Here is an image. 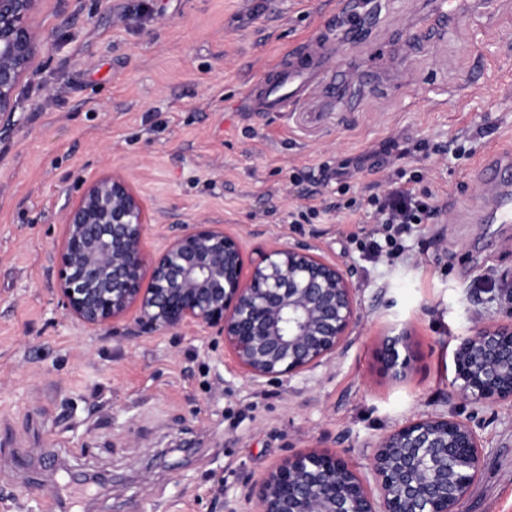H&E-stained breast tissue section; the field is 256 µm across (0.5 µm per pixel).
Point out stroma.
<instances>
[{"instance_id": "stroma-1", "label": "stroma", "mask_w": 512, "mask_h": 512, "mask_svg": "<svg viewBox=\"0 0 512 512\" xmlns=\"http://www.w3.org/2000/svg\"><path fill=\"white\" fill-rule=\"evenodd\" d=\"M440 0H43L42 45L0 133V512H219L289 455L336 452L368 474L383 437L427 414L475 425L484 448L459 512H512V402L458 399L453 352L479 318L512 323V223L480 224L476 163L512 148V0H464L414 44ZM328 70L377 72L354 101L315 90L300 112H253L251 89L308 42L343 39ZM54 90L45 97L44 87ZM390 155H379L384 142ZM126 170L161 247L197 216L222 221L245 264L302 244L347 273L360 319L332 362L257 386L198 333H104L64 319L53 247L91 178ZM319 192L308 198L312 180ZM394 181L459 212L395 246L351 224ZM318 209L310 223L293 218ZM418 359L385 377L382 338ZM56 484L52 496L33 484Z\"/></svg>"}]
</instances>
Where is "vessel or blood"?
Listing matches in <instances>:
<instances>
[{"instance_id":"1","label":"vessel or blood","mask_w":512,"mask_h":512,"mask_svg":"<svg viewBox=\"0 0 512 512\" xmlns=\"http://www.w3.org/2000/svg\"><path fill=\"white\" fill-rule=\"evenodd\" d=\"M327 78L326 70H313L303 60L302 53H292L287 63L281 64L272 78L261 82L253 91L248 104L256 112H288L306 104L311 94ZM512 170V152H499L480 165L476 171L480 180L500 171ZM479 219L487 224L512 222V184H497L491 196L479 211Z\"/></svg>"}]
</instances>
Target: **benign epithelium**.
<instances>
[{"instance_id":"1","label":"benign epithelium","mask_w":512,"mask_h":512,"mask_svg":"<svg viewBox=\"0 0 512 512\" xmlns=\"http://www.w3.org/2000/svg\"><path fill=\"white\" fill-rule=\"evenodd\" d=\"M41 0H0V130L24 123L17 89L40 47ZM54 247L58 307L65 319L109 331L131 317L134 334L197 328L213 333L256 385L279 383L336 358L359 315L349 277L307 247L283 245L245 271L240 241L202 216L147 245L152 215L128 175L93 178L64 214ZM415 360L408 333L386 336L378 361L405 379ZM456 396L512 401V323L480 321L454 356ZM481 439L445 415L411 420L376 446L370 474L325 450L294 453L244 482L254 512H458L478 477Z\"/></svg>"}]
</instances>
